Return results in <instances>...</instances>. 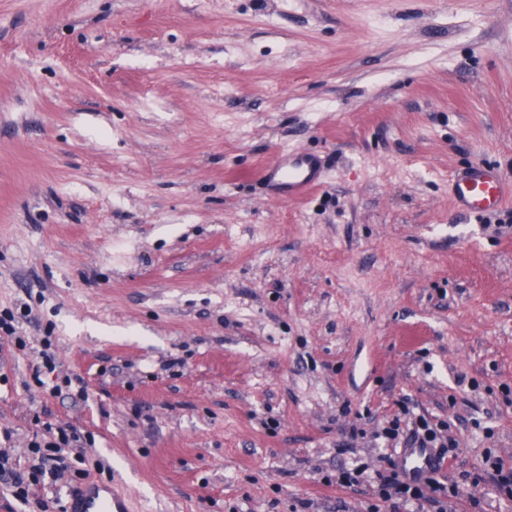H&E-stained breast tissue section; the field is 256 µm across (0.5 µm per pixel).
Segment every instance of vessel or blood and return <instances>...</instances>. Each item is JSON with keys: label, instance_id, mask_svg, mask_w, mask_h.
Returning a JSON list of instances; mask_svg holds the SVG:
<instances>
[{"label": "vessel or blood", "instance_id": "b4317fda", "mask_svg": "<svg viewBox=\"0 0 512 512\" xmlns=\"http://www.w3.org/2000/svg\"><path fill=\"white\" fill-rule=\"evenodd\" d=\"M323 174L315 154L288 150L281 160L265 172L274 196L300 197L318 185ZM456 206L469 213H483L501 207L512 198V179L497 168L476 162L455 175L449 185ZM67 512H126L121 496L111 488L91 483L73 494Z\"/></svg>", "mask_w": 512, "mask_h": 512}]
</instances>
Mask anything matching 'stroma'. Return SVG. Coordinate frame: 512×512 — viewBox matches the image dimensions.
Listing matches in <instances>:
<instances>
[{
	"label": "stroma",
	"mask_w": 512,
	"mask_h": 512,
	"mask_svg": "<svg viewBox=\"0 0 512 512\" xmlns=\"http://www.w3.org/2000/svg\"><path fill=\"white\" fill-rule=\"evenodd\" d=\"M288 148L325 177L275 199ZM473 161L512 178V0H0L14 464L49 423L131 512H369L336 478L407 402L458 441L447 512H512L481 476L512 465V201L455 207ZM78 484L0 479V512Z\"/></svg>",
	"instance_id": "35a3bbf8"
}]
</instances>
